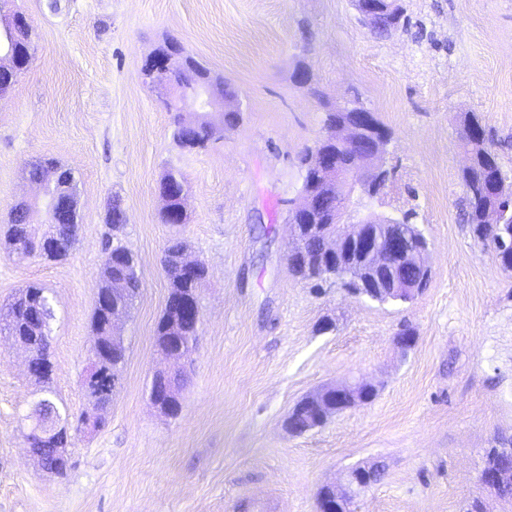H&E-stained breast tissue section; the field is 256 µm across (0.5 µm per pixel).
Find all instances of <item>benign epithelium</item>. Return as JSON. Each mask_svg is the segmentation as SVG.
<instances>
[{"instance_id": "7a95c632", "label": "benign epithelium", "mask_w": 512, "mask_h": 512, "mask_svg": "<svg viewBox=\"0 0 512 512\" xmlns=\"http://www.w3.org/2000/svg\"><path fill=\"white\" fill-rule=\"evenodd\" d=\"M380 0H355L359 19L371 28L378 20ZM192 57L182 49L166 44L157 46L147 57L142 75L153 84L163 101L170 100V94L177 84V79L191 67ZM201 99L183 100L177 105V116L181 126L192 128L201 123L208 125L217 134L224 127L208 120L211 112L237 111L240 105L236 98L228 97L221 89L211 85L201 77L196 83ZM191 106L199 112L194 120L184 116V108ZM336 111L344 118L325 126V131L318 145L309 154L310 168L330 178L339 198L349 200L381 194L387 187L391 171L386 167L387 145L390 133L376 119L372 112H348L342 107ZM335 145L347 152V161L339 166L336 160L326 155L325 147ZM69 173L63 168L49 171L45 179L38 183L41 196L40 204L47 216L63 217L75 207V200L70 196L48 195L46 187L65 188L69 186ZM316 200L314 194L302 192V202L289 211L290 234L295 243L310 237H319L322 242V268L335 272L343 278L345 288L355 296L375 299L385 294L391 302H408L427 284L430 268L425 261L427 240L423 234L414 235L413 241L395 228L399 220L393 216H381L372 211L363 210L356 215H349L345 207L336 208L331 223L336 230L327 232L318 224L309 223L314 213ZM401 257L403 263L422 271L420 280H409L397 269L388 268V254ZM179 265L186 277L194 281V288L182 300L183 317L195 323L201 320L199 303L200 290L204 280L197 278L202 269L201 261L191 259L186 251L179 255ZM163 365L153 371L152 379L166 380L182 372L190 356L183 350L158 349ZM120 374L104 367V353L101 341L91 348L83 387L87 393H95L97 398L105 401L97 403V408L85 413L84 432H93L99 428L97 410L110 405L112 392L119 381ZM375 395L373 385L356 381L324 387L304 400L321 406V419L325 420L343 413L354 406L370 402ZM151 405L160 413L175 417L182 410V387L170 388L168 402L162 403L149 397ZM379 463L358 464L350 468L339 483L326 485L329 496L335 501L334 512H354L356 500L374 485ZM506 475L494 470H480L481 484L484 489L496 493L498 486Z\"/></svg>"}]
</instances>
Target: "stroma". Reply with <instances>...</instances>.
<instances>
[{"label": "stroma", "mask_w": 512, "mask_h": 512, "mask_svg": "<svg viewBox=\"0 0 512 512\" xmlns=\"http://www.w3.org/2000/svg\"><path fill=\"white\" fill-rule=\"evenodd\" d=\"M409 23L378 37L352 0H16L33 59L0 93V228L38 193L24 168L48 156L77 184L79 233L62 260L20 258L0 235V308L28 284L51 299L54 372L42 386L0 337V512H317V493L352 466L385 477L357 512H463L480 495L486 449L512 436V279L461 220L459 147L478 115L512 183V0H401ZM223 75L239 123L204 149L172 139V117L141 68L164 39ZM308 84L295 79L298 69ZM391 133L382 215L406 210L428 243L427 286L405 304L313 287L292 275L288 211L301 202V157L324 108L352 99ZM171 171L188 194L184 224L163 223ZM140 266V293L117 327L126 348L105 424L78 435L65 476L28 454L22 419L44 394L71 414L83 377L105 261L107 209ZM181 238L208 279L183 390L169 418L146 389L154 329L168 297L161 266ZM409 324L417 341L393 338ZM360 377L375 399L289 435L286 414L322 386Z\"/></svg>", "instance_id": "35a3bbf8"}]
</instances>
